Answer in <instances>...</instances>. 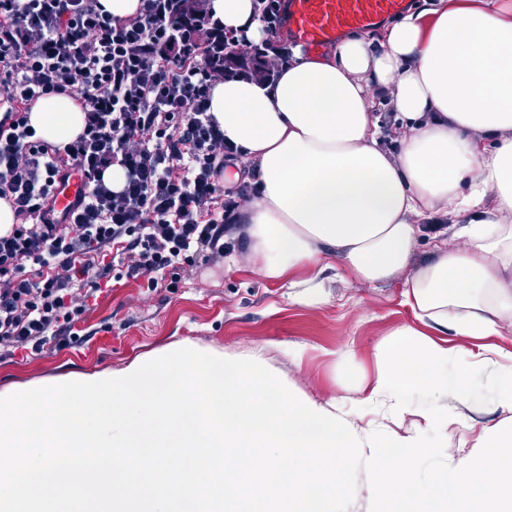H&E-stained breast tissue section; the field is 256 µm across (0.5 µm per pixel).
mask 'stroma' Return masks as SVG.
<instances>
[{"label":"stroma","mask_w":512,"mask_h":512,"mask_svg":"<svg viewBox=\"0 0 512 512\" xmlns=\"http://www.w3.org/2000/svg\"><path fill=\"white\" fill-rule=\"evenodd\" d=\"M404 281L353 285L328 283L325 301L314 307L293 302L287 287L271 284L224 262L186 273L176 290L147 291L116 283L102 294L81 328L85 344L37 356L0 354V391L48 378L117 369L175 343L188 342L227 356L260 355L292 392L320 401L351 402L368 394L380 363L374 346L410 327L445 346L477 351L495 346L512 351V333L460 338L431 329L404 301ZM99 338L108 348L91 350ZM466 428H450L456 455L468 454L483 429L502 411L472 404L463 408Z\"/></svg>","instance_id":"1"}]
</instances>
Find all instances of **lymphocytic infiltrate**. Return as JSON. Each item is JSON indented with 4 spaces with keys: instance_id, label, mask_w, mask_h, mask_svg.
<instances>
[{
    "instance_id": "f902f5d3",
    "label": "lymphocytic infiltrate",
    "mask_w": 512,
    "mask_h": 512,
    "mask_svg": "<svg viewBox=\"0 0 512 512\" xmlns=\"http://www.w3.org/2000/svg\"><path fill=\"white\" fill-rule=\"evenodd\" d=\"M223 35L210 0H141L126 20L98 0H0V199L16 217L0 236V349L65 347L112 276L174 288L175 270L223 258L240 206L208 112ZM71 91L84 131L46 153L30 109ZM115 165L119 191L104 182ZM74 172L87 192L62 224L53 190Z\"/></svg>"
}]
</instances>
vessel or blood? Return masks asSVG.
<instances>
[{"instance_id":"b4317fda","label":"vessel or blood","mask_w":512,"mask_h":512,"mask_svg":"<svg viewBox=\"0 0 512 512\" xmlns=\"http://www.w3.org/2000/svg\"><path fill=\"white\" fill-rule=\"evenodd\" d=\"M406 6V0H292L288 30L301 42L324 47L343 32L371 27ZM83 191L79 179L59 183L54 189L56 211L68 213Z\"/></svg>"}]
</instances>
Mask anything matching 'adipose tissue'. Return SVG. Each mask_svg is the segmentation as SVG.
Segmentation results:
<instances>
[{
  "label": "adipose tissue",
  "mask_w": 512,
  "mask_h": 512,
  "mask_svg": "<svg viewBox=\"0 0 512 512\" xmlns=\"http://www.w3.org/2000/svg\"><path fill=\"white\" fill-rule=\"evenodd\" d=\"M226 32L266 37L257 0H211ZM271 82L215 83L209 112L236 147L253 272L313 306L323 275L366 284L406 275L404 297L438 330L512 327V0H421L331 50L290 46ZM29 120L73 141L77 94L50 93ZM454 219L430 256L423 227Z\"/></svg>",
  "instance_id": "obj_1"
}]
</instances>
